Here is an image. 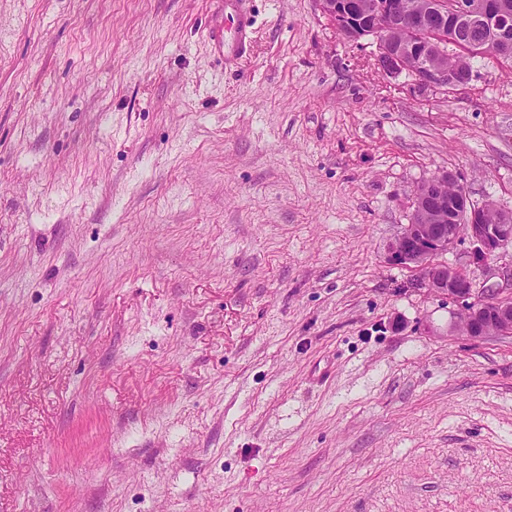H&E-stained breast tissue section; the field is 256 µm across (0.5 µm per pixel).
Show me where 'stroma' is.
<instances>
[{"instance_id":"stroma-1","label":"stroma","mask_w":512,"mask_h":512,"mask_svg":"<svg viewBox=\"0 0 512 512\" xmlns=\"http://www.w3.org/2000/svg\"><path fill=\"white\" fill-rule=\"evenodd\" d=\"M223 3L0 0V512H512V336L386 259L440 173L512 211V65ZM246 3L247 0H225L224 12L234 23L232 29L225 32L224 28H214L208 32V38L224 62L233 61L246 51L252 27V15Z\"/></svg>"}]
</instances>
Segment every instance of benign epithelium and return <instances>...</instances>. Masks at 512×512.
<instances>
[{"instance_id":"obj_1","label":"benign epithelium","mask_w":512,"mask_h":512,"mask_svg":"<svg viewBox=\"0 0 512 512\" xmlns=\"http://www.w3.org/2000/svg\"><path fill=\"white\" fill-rule=\"evenodd\" d=\"M322 13L345 37L377 40L378 64L384 73H411L423 89L464 88L473 81L469 61L438 66L436 57L448 56V17L489 35L467 48L483 51L490 40L499 43L496 55L512 57V10L501 0H433L420 18L401 20L398 0H318ZM453 194H448V186ZM469 242V264L489 269L506 248L512 247V211L492 203L475 206L456 177L444 172L421 183L415 192L409 222L387 246V261L418 271L417 284L433 294L462 302L456 326L473 340L496 334L512 336V293L485 278L476 283L468 264L440 260L448 251Z\"/></svg>"}]
</instances>
